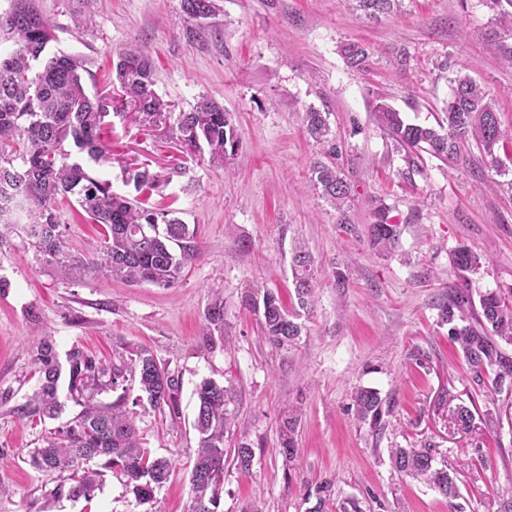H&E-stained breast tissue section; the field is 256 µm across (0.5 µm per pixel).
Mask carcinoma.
Listing matches in <instances>:
<instances>
[{
  "mask_svg": "<svg viewBox=\"0 0 512 512\" xmlns=\"http://www.w3.org/2000/svg\"><path fill=\"white\" fill-rule=\"evenodd\" d=\"M368 19L398 11L401 0H353ZM493 11L500 31L494 33L496 53L512 67V0H484ZM183 12L191 20L204 19L215 10L214 0H182ZM55 26L32 0H15L10 11L0 13V35L13 42V49L0 54V190L10 192L13 207L0 209V240L18 226L23 230L39 265L51 268L64 280L106 274L132 285L151 284L170 288L198 257L194 234L172 211L148 208L134 196L112 191V183L90 173V166L108 161L110 151L101 130L112 107V97L87 93L82 74L90 73V61L80 54L50 52ZM346 62L361 69L369 48L361 42L343 47ZM113 76L122 95L151 120L168 111L157 94L156 72L150 55L138 45L118 52ZM451 96L441 132L408 122L403 113L386 102L375 106L377 122L401 147L415 153L459 163L464 149L475 141L499 176L512 171V130L498 120L496 97L482 83L458 67L448 78ZM306 135L319 144H329L325 159L313 163L312 189L330 202L339 221L350 231L347 210L353 189L345 171L335 162L337 146L331 143L324 113L309 107L303 113ZM178 130L189 150L205 145L209 161L224 165L240 146L232 114L223 105L201 97L188 112L180 113ZM162 176L148 168L128 178L138 194L156 190ZM74 200L93 223L103 227L99 244L87 255L75 256L64 249L56 204ZM369 244L379 254L394 250L399 225L392 224L387 207L374 199L373 221L367 229ZM457 277L482 265L481 257L460 246L451 254ZM292 275L299 307L311 304L315 292L314 259L299 248L292 257ZM448 336L459 346L467 366V381L478 394L493 387H512V358L502 345H512V295L488 291L474 308L469 289L456 285L439 303ZM262 332L280 346L295 341L302 332L296 316L280 297L267 290L262 297ZM210 333L224 338V299L216 295L205 312ZM38 388L24 405L20 417L34 420L57 418L66 398L81 406L72 420L51 433L46 445L30 454V465L38 472L57 474L56 484L46 496L43 512H52L62 500L91 499L107 470L125 479V486L139 505L153 501L155 490L170 477L172 463L156 457L143 446L133 416L124 409V397L110 405L95 401V394L116 390L127 377L138 382L141 396L156 409L179 413L181 381L150 349L138 347L128 359L107 362L74 345L60 361L53 339L46 336L33 350ZM197 410L193 427L199 446L191 470L190 512H218L224 480V431L226 406L231 389L206 379L197 387ZM359 421L375 429L385 427L386 411L379 392L360 388L354 395ZM394 468L402 475L421 480L448 499L449 512H461L460 493L448 469L435 466L433 449L394 448ZM101 460L102 470L88 468Z\"/></svg>",
  "mask_w": 512,
  "mask_h": 512,
  "instance_id": "cac0c4a2",
  "label": "carcinoma"
}]
</instances>
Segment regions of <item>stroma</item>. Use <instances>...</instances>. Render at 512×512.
<instances>
[{
    "label": "stroma",
    "instance_id": "35a3bbf8",
    "mask_svg": "<svg viewBox=\"0 0 512 512\" xmlns=\"http://www.w3.org/2000/svg\"><path fill=\"white\" fill-rule=\"evenodd\" d=\"M55 25L51 50L92 59L88 92H112L116 54L144 46L156 68L155 90L172 110L149 122L114 95L102 130L112 160L97 174L127 191L133 170L164 175L150 206L175 212L195 231L199 258L170 288L132 286L107 275L70 282L40 268L24 234L0 244V512H41L55 476L28 464L58 422L20 418L38 382L31 349L51 333L58 352L80 345L114 361L151 347L181 380L179 413L137 404L135 380L98 402L124 399L146 448L173 463L152 503L136 505L123 480L105 473L92 500L60 502L55 512H188L189 475L198 448L193 428L197 384L230 387L219 512H310V495L330 483L328 512L355 499L361 512H448L428 484L402 476L396 447L432 446L447 466L464 512H498L512 496V394L471 396L465 365L437 305L456 279L451 252L465 246L481 267L469 274L472 296L512 290V174L491 170L477 146L454 165L408 152L380 128L372 110L386 102L414 124L437 127L450 95L437 62L464 65L495 91L502 127L512 128V69L491 47L493 13L483 0H403L400 12L365 21L345 0H215L214 14L191 26L182 0H97L92 26L74 25L85 0H34ZM366 42L368 70L351 69L344 42ZM410 55L396 68L397 50ZM208 96L231 112L242 145L224 168L188 155L177 115ZM328 115L337 161L353 185L355 232L308 186L322 148L309 139L307 107ZM378 196L401 228L398 247L377 254L366 235L369 200ZM57 214L69 253H86L100 235L75 202ZM315 258L311 308L298 305L291 271L295 247ZM279 294L302 326L277 346L261 332L264 291ZM224 298V337L207 334L205 311ZM388 402L386 426L356 419L357 389ZM474 399L462 428L456 404ZM297 412L296 455H285L284 423ZM249 445V471L235 460Z\"/></svg>",
    "mask_w": 512,
    "mask_h": 512
}]
</instances>
